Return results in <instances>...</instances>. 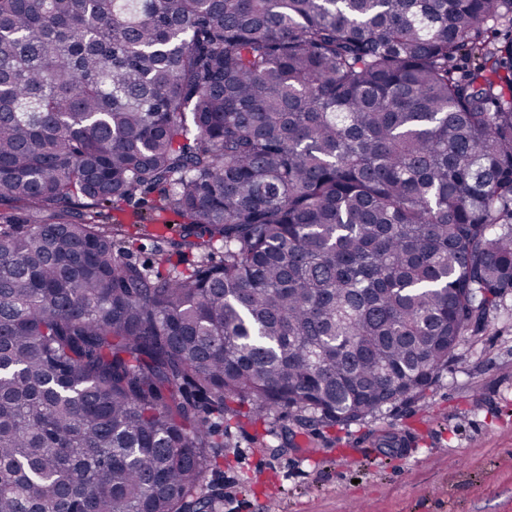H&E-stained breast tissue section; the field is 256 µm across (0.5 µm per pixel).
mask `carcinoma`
<instances>
[{"mask_svg": "<svg viewBox=\"0 0 512 512\" xmlns=\"http://www.w3.org/2000/svg\"><path fill=\"white\" fill-rule=\"evenodd\" d=\"M511 292L512 0H0V512H215L242 404L411 401ZM159 200V194L157 191L152 193H148L146 195L138 194L130 204H123L121 208L124 211H113L112 208L109 210H105V213L111 217V219H123L125 229L129 233V236H132L130 240H133V244L130 246V254L133 260L144 263L146 265H153L157 251L159 249L165 250L169 254V265L168 267L176 268L178 270H186L191 269L194 263L198 260V255L194 253L188 252H174L170 249L167 240L171 237L177 238L181 233V224H173L172 227L168 231V226L164 224H160L158 219L161 215H166L168 217V221L178 220L177 217L173 216L170 213L160 211L158 209H154L156 202ZM133 212H142L151 215L154 218L153 224H155V218L157 219L156 229L160 234L167 233V239L165 240H157L154 237L144 236L137 223H133L135 220L133 218ZM118 217V218H117Z\"/></svg>", "mask_w": 512, "mask_h": 512, "instance_id": "obj_1", "label": "carcinoma"}]
</instances>
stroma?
I'll use <instances>...</instances> for the list:
<instances>
[{
  "label": "stroma",
  "instance_id": "stroma-1",
  "mask_svg": "<svg viewBox=\"0 0 512 512\" xmlns=\"http://www.w3.org/2000/svg\"><path fill=\"white\" fill-rule=\"evenodd\" d=\"M158 193L137 195L119 214L133 260L192 268L133 218H160ZM457 361L423 396L364 421L292 433L286 416L231 423L223 465L208 479L216 512H512V294L489 329L465 336Z\"/></svg>",
  "mask_w": 512,
  "mask_h": 512
}]
</instances>
